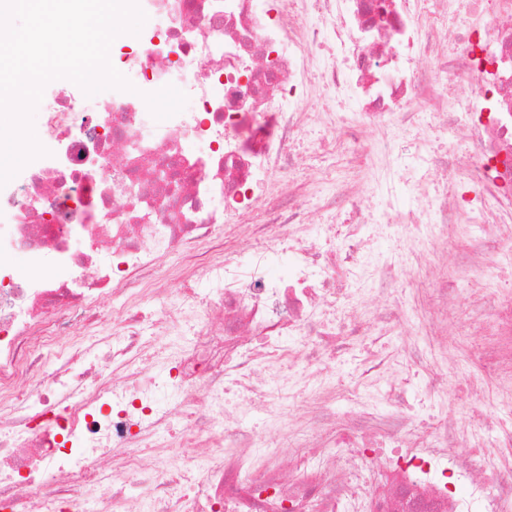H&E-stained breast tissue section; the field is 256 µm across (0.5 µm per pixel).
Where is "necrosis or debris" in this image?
Returning a JSON list of instances; mask_svg holds the SVG:
<instances>
[{
    "label": "necrosis or debris",
    "mask_w": 512,
    "mask_h": 512,
    "mask_svg": "<svg viewBox=\"0 0 512 512\" xmlns=\"http://www.w3.org/2000/svg\"><path fill=\"white\" fill-rule=\"evenodd\" d=\"M262 3L139 0L150 25L120 69L132 90L44 101L55 156L0 187V512H512V343L480 355L501 417L453 428L402 414L407 381L374 355L376 397L348 390L340 417L329 375L370 328H402L400 289L433 281L426 258L456 225L481 227L468 272L488 244L512 256V0H434L471 18L446 49L411 0ZM424 52L465 78L456 96L417 69ZM169 84L187 104L155 120L144 96ZM315 84L356 120L309 112ZM414 101L467 122L415 156L410 218L389 224L390 203L375 216L340 177L322 208L344 221L314 234L281 192L309 123L363 152L374 130L427 136ZM461 158L479 198L435 184ZM245 214L259 219L246 245ZM377 235L403 257L373 256ZM433 283L418 392L436 404L459 357ZM470 305L474 335L512 333V290Z\"/></svg>",
    "instance_id": "obj_1"
}]
</instances>
